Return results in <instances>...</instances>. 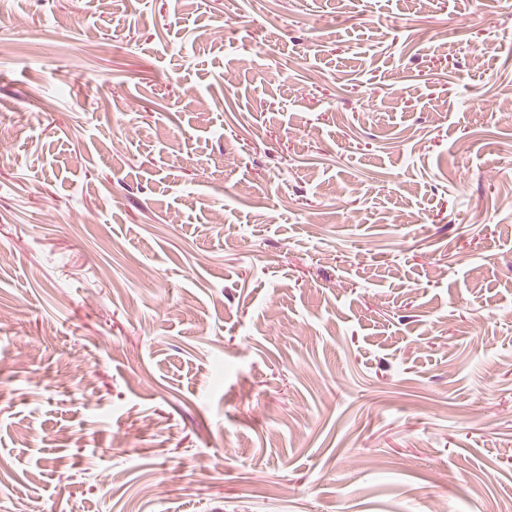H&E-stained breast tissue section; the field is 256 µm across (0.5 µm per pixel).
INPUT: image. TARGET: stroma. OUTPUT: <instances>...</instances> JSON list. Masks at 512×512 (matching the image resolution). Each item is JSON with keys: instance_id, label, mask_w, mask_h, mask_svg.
I'll list each match as a JSON object with an SVG mask.
<instances>
[{"instance_id": "stroma-1", "label": "stroma", "mask_w": 512, "mask_h": 512, "mask_svg": "<svg viewBox=\"0 0 512 512\" xmlns=\"http://www.w3.org/2000/svg\"><path fill=\"white\" fill-rule=\"evenodd\" d=\"M0 512L512 501V8L0 0Z\"/></svg>"}]
</instances>
